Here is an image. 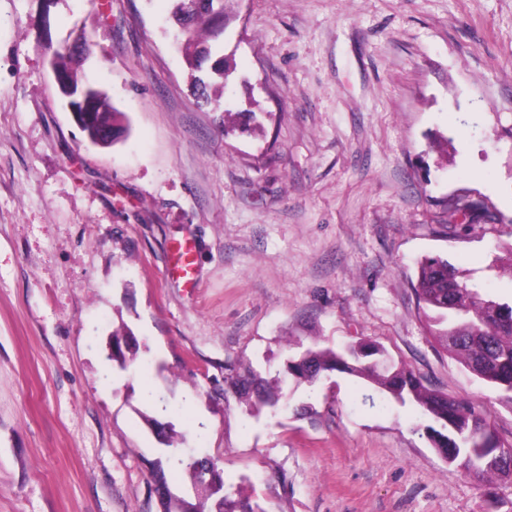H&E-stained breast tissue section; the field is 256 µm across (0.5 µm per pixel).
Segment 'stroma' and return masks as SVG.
I'll return each mask as SVG.
<instances>
[{"mask_svg":"<svg viewBox=\"0 0 512 512\" xmlns=\"http://www.w3.org/2000/svg\"><path fill=\"white\" fill-rule=\"evenodd\" d=\"M173 8L0 0V512H161L171 446L265 512H512V481H473L360 379L300 385L301 416L224 399L232 371L275 376L288 335L372 340L512 444V405L436 343L415 292L439 254L512 299L491 267L512 245V0H224L208 103ZM82 34L81 82L129 124L109 148L51 70L48 43Z\"/></svg>","mask_w":512,"mask_h":512,"instance_id":"stroma-1","label":"stroma"}]
</instances>
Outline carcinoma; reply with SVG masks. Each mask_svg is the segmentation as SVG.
<instances>
[{
	"mask_svg": "<svg viewBox=\"0 0 512 512\" xmlns=\"http://www.w3.org/2000/svg\"><path fill=\"white\" fill-rule=\"evenodd\" d=\"M177 2L175 21L187 47L193 48L189 64L198 73L193 78V86L198 97L207 101L210 99L208 77L224 76V61L213 58L212 46L202 37L215 40L221 31L201 16L192 22L187 18L196 4H207L213 9L222 0ZM81 91L84 102L81 129L94 143L107 123L123 124V113L115 111L97 89L83 86ZM415 291L431 335L468 371L500 391L502 399L511 405L512 302H502L469 287L463 271L439 255L424 257L418 262ZM129 340L130 337L117 334L112 343V360L123 369L130 364L123 350L129 346ZM288 349H298L300 353L288 355L286 378H277L271 384L249 370L243 375L225 378L224 394L240 402L253 399L274 413L288 403L283 385L289 378L297 386L303 383L312 386L329 372L354 375L374 386L385 399L415 406L429 420L423 431L432 447L449 452L452 463L462 460L464 469L476 481L512 480V445L501 442L474 402L426 386L419 375L404 366L384 367L379 356L361 353L358 343L335 349L322 347L315 340L306 344L298 337L288 340ZM499 449L503 451L500 462L492 466L486 464V456ZM171 457L205 495L195 503L178 498L159 463L155 481L164 487V492L159 494L163 512H266L237 491L228 490L219 500L209 503L214 483L222 481L217 462L206 455H184L178 448L171 449Z\"/></svg>",
	"mask_w": 512,
	"mask_h": 512,
	"instance_id": "1",
	"label": "carcinoma"
}]
</instances>
